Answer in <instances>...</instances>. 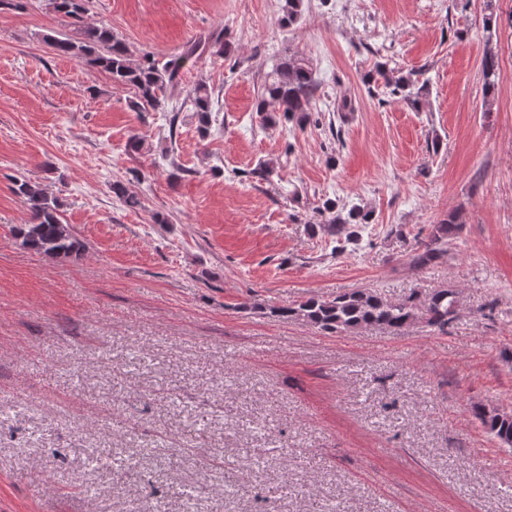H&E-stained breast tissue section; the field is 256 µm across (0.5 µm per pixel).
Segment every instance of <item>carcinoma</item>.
I'll use <instances>...</instances> for the list:
<instances>
[{
	"label": "carcinoma",
	"instance_id": "1",
	"mask_svg": "<svg viewBox=\"0 0 512 512\" xmlns=\"http://www.w3.org/2000/svg\"><path fill=\"white\" fill-rule=\"evenodd\" d=\"M53 12L70 19L71 31L56 32L45 37L47 44L60 56L78 57L91 67L108 73L112 83L134 91V107L140 112L164 109L169 105L181 85V73L188 63L194 62L205 50L212 48L216 54L226 55L228 48L223 35L212 34L188 44L178 55L162 62L146 52L138 60L130 58L126 43L104 24H90L86 15L91 0H52ZM302 0H285L281 23L294 25L301 17ZM484 92L490 93L501 76L497 54L489 50L482 60ZM377 75L383 79L389 93L414 109H420L428 94L427 82L417 78L419 72L411 70L397 78L387 76L383 70ZM318 89V82L310 61L302 56L283 59L266 74L257 98L255 112L262 124H272L277 116L303 129L308 124H320L321 118H312L311 100ZM191 111L195 112L201 130L211 123V93L200 84L188 96ZM14 193L26 204L30 222L15 229L20 245L46 256H77L83 243L74 235L70 225L63 223L58 199L51 197L43 186L32 180H17ZM322 210L331 214L326 224L306 225L310 232L321 228L335 239L333 253H342L347 247H356L373 213L359 206L348 210L338 208L336 202L327 199ZM462 225L457 218L448 216L432 226L425 240H419L417 248L409 256V264L424 269L448 253V247L459 238ZM460 313L458 292L452 288H435L426 296L417 293L391 300L376 289L359 288L335 296L310 297L292 308L272 309L270 316L299 319L328 333L355 332L367 328H379L398 334L411 325L424 321L428 326L445 330L448 323ZM472 413L486 433L501 446L512 448V412L495 407L474 406Z\"/></svg>",
	"mask_w": 512,
	"mask_h": 512
}]
</instances>
